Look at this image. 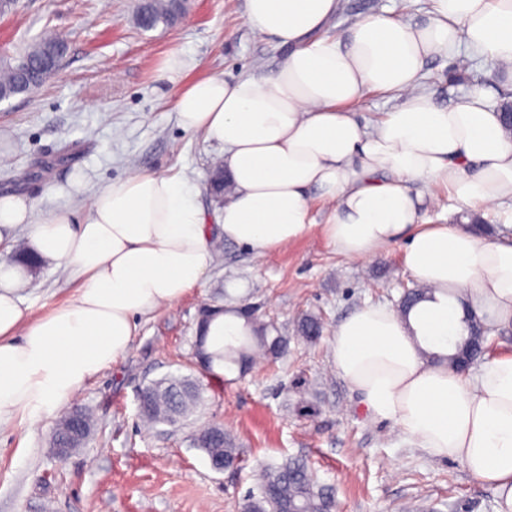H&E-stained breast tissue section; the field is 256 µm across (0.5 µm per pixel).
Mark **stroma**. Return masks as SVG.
Here are the masks:
<instances>
[{"mask_svg":"<svg viewBox=\"0 0 512 512\" xmlns=\"http://www.w3.org/2000/svg\"><path fill=\"white\" fill-rule=\"evenodd\" d=\"M333 22L383 12L417 23L430 0H342ZM138 0H16L0 15V59L16 56L44 32L67 35L58 70L38 89L0 102V194L33 204L35 219L88 211L95 193L132 170L185 176L205 214L218 204L209 192L222 153L177 122L178 92L208 76L234 80L273 74L283 48L244 25L245 0H189L172 25L152 30L135 20ZM178 51L189 66L177 81L161 70ZM497 86L495 67L471 58L466 71L446 56L429 60L424 84L441 101L471 82ZM306 236L263 258L232 243L213 249L203 284L174 306L139 317L127 353L75 394L90 409L88 443L60 460L50 452L56 425H0V512H238L253 486L252 470L302 458L330 486L337 512H496L494 490L458 461H440L411 443L391 422L370 414L338 377L331 338L356 307L396 306L412 281L393 246L367 263L337 254L321 233L322 204ZM80 282L47 262L23 292L29 320L74 297ZM231 301L288 336V354L246 373L201 371L196 331L206 305ZM320 316L322 336L298 337L296 321ZM170 373L198 378L203 401L183 425L145 432L139 422L144 385ZM203 424L224 426L242 452L238 469L214 472L190 443Z\"/></svg>","mask_w":512,"mask_h":512,"instance_id":"35a3bbf8","label":"stroma"}]
</instances>
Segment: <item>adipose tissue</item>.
Returning <instances> with one entry per match:
<instances>
[{
    "label": "adipose tissue",
    "mask_w": 512,
    "mask_h": 512,
    "mask_svg": "<svg viewBox=\"0 0 512 512\" xmlns=\"http://www.w3.org/2000/svg\"><path fill=\"white\" fill-rule=\"evenodd\" d=\"M339 6L245 0L244 24L287 50L276 73L211 76L178 95L180 127L223 151L231 189L213 217L187 179L166 172L107 184L80 221L66 212L37 221L26 197L0 196V228L27 225L31 250L83 281L69 303L31 322L26 271L0 259V423L54 415L126 353L137 316L201 286L209 222L262 257L306 235L317 196L332 206L321 231L338 254L369 261L402 246L405 271L429 291L405 314L364 305L340 320L337 374L371 414L431 457L461 461L512 512V355L471 374L448 367L465 310L493 329L512 324V134L488 90L444 106L421 82L429 57L455 58L462 42L512 82V0H430L421 24L376 13L328 32ZM373 90L397 103L368 126L347 106ZM428 184L467 209L495 211L493 236L426 223ZM248 333L230 307L207 321L211 375L224 373L225 337Z\"/></svg>",
    "instance_id": "obj_1"
}]
</instances>
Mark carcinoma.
Segmentation results:
<instances>
[{
  "instance_id": "cac0c4a2",
  "label": "carcinoma",
  "mask_w": 512,
  "mask_h": 512,
  "mask_svg": "<svg viewBox=\"0 0 512 512\" xmlns=\"http://www.w3.org/2000/svg\"><path fill=\"white\" fill-rule=\"evenodd\" d=\"M179 9L176 0H145L140 10L150 20V27L173 22ZM66 45L60 34H48L31 43L23 52L0 66V101L27 93L40 86L46 78L43 63L56 58ZM467 336L464 348L467 360L474 362L493 351L480 322H465ZM323 322L307 315L299 322L300 337L314 341L322 334ZM260 347L270 359L283 357L288 351V337L276 333L268 324L254 325V335L238 336L224 344V363L243 367L251 360L253 347ZM142 394L149 405L140 411L143 421L151 426L174 425L188 418L201 400V386L191 376L170 374L150 382ZM201 442V450L209 459L224 458L226 462L240 459V449L224 428L211 426L193 435ZM332 492L319 484L307 464L296 457L280 464L264 467L257 478L256 490L245 496L242 512H335Z\"/></svg>"
}]
</instances>
